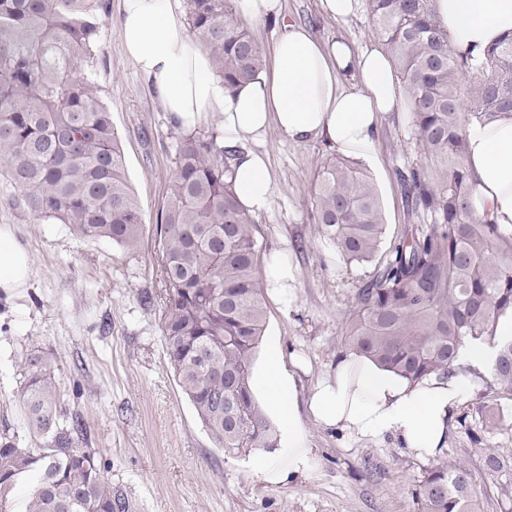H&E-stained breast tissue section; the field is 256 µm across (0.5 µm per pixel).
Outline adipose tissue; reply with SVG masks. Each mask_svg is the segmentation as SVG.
Returning a JSON list of instances; mask_svg holds the SVG:
<instances>
[{
	"label": "adipose tissue",
	"instance_id": "ef3b65f1",
	"mask_svg": "<svg viewBox=\"0 0 512 512\" xmlns=\"http://www.w3.org/2000/svg\"><path fill=\"white\" fill-rule=\"evenodd\" d=\"M235 3L248 22L272 24L276 40L270 65L233 89L214 75L208 53L193 44L181 0H121V40L170 122L190 130L221 114L224 145L234 153L235 191L244 208L260 214L268 210L272 191L264 150L269 127L297 143L324 139L343 154L370 160L381 115L408 111L409 105L381 46L356 51L341 41L323 42L304 24L287 20L280 0ZM435 12L458 53L482 54L512 34V0H435ZM466 168L475 215L512 228V114L468 124ZM262 271L272 299L289 307L294 274L287 252H270ZM31 276L28 252L0 230V291L27 287ZM494 357L488 341L469 339L458 350L455 374L412 383L367 355L348 352L303 401L282 349L272 345L255 366L252 390L266 402L288 466H274L265 452L252 466L270 484L306 472L308 413L345 436L389 437L415 459H433L447 446L449 421L470 397L475 373Z\"/></svg>",
	"mask_w": 512,
	"mask_h": 512
}]
</instances>
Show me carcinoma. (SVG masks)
<instances>
[{
    "label": "carcinoma",
    "mask_w": 512,
    "mask_h": 512,
    "mask_svg": "<svg viewBox=\"0 0 512 512\" xmlns=\"http://www.w3.org/2000/svg\"><path fill=\"white\" fill-rule=\"evenodd\" d=\"M403 85L427 160L400 173L408 205L432 224L405 228L355 292L348 350L412 382L455 371L459 347L486 339L496 356L483 379L512 400V230L476 220L466 169L472 119L512 113V35L483 56L455 53L434 0H365ZM107 0H0V181L16 205L80 238L135 247L145 219L129 184L112 112L94 70ZM192 38L228 88L265 64L234 0H186ZM315 223L348 262L378 253L385 224L375 184L343 156L320 166ZM255 217L237 199L220 132L181 131L156 218L162 335L178 385L225 455L277 447L251 373L265 325ZM25 425L37 448L0 436V505L33 482L24 512H127L106 464L83 446L82 420L62 407L51 358L20 365ZM422 512H484L469 469L440 459L415 489Z\"/></svg>",
    "instance_id": "cac0c4a2"
}]
</instances>
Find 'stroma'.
I'll use <instances>...</instances> for the list:
<instances>
[{
    "mask_svg": "<svg viewBox=\"0 0 512 512\" xmlns=\"http://www.w3.org/2000/svg\"><path fill=\"white\" fill-rule=\"evenodd\" d=\"M120 2L110 0L94 69L144 213L141 247L130 252L35 220L0 182V227L12 231L33 262L29 287L0 295V431L34 447L21 410L19 364L27 354L44 352L53 360L64 404L82 417L88 445L109 463L105 476L129 512H421L412 491L430 464L392 440H353L307 422L310 470L271 485L253 471L249 457H228L215 447L182 393L161 332L156 236L177 132L123 52ZM282 6L321 40L359 47L379 40L363 0L343 21L326 16L319 0H282ZM266 149L273 197L269 211L256 218V248L262 256L287 250L295 277L288 310L267 302L264 337L303 361L297 387L304 396L345 352L351 298L371 266L338 256L312 218L317 172L335 148L322 140L298 144L273 129ZM422 161L409 113L384 115L375 157L365 166L386 224L382 250L407 225L429 221L411 211L399 180L400 171ZM491 452L512 457V402L495 399L479 382L450 421L443 455L469 468L484 512H512V471H488L484 459Z\"/></svg>",
    "mask_w": 512,
    "mask_h": 512,
    "instance_id": "obj_1",
    "label": "stroma"
}]
</instances>
